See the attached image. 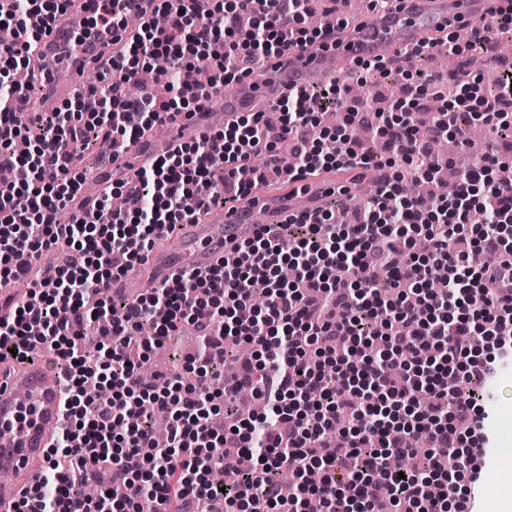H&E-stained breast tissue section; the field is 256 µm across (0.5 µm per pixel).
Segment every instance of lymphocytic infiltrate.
<instances>
[{"mask_svg": "<svg viewBox=\"0 0 512 512\" xmlns=\"http://www.w3.org/2000/svg\"><path fill=\"white\" fill-rule=\"evenodd\" d=\"M66 0H7L0 5V146L30 140L28 155L11 159L10 192L0 195V283L26 275L33 260L65 244L75 263L46 268L31 280L8 318H0V351L29 353L33 344L65 366L69 397L60 433L48 450V465L34 492L16 512H113L107 492L87 495L91 475L114 468L126 486L128 512L144 503H175L185 512L205 497L238 512L254 501L259 512H306L316 498L323 512H470L472 491L484 465L474 456L483 443V410L461 391L464 383L492 373L496 358L512 352V187L497 177L505 162L492 151L473 159L451 197L430 202L409 196L407 184L431 180L441 168L427 150L429 138L451 133L460 112L476 113L492 134L512 136V114L491 107L512 101V71L501 72L492 100L478 101L473 82H455L413 72L410 64L436 47L428 42L403 49L402 63L361 60L363 69L401 77L405 109L378 111L373 127L379 153L368 154L352 138L365 104L350 84L332 80L322 88L295 92L271 112L240 116L224 129L180 143L178 149L136 169L128 179L83 195L85 176L75 163L87 132L113 145L141 138L143 131L181 114L207 107L215 89L231 85L268 60L326 45L333 30L307 26L310 0H147V18L110 66H98L97 80L75 92L104 102L109 116L96 120L86 109L60 105L50 113L29 109V88L13 75L26 69L42 27ZM512 34V10L493 12L480 23L466 48L446 39L451 53H485L501 35ZM173 60L165 71L172 95L145 88L128 97L127 84L153 66ZM207 62L208 82L197 78ZM446 101L428 135L415 123L431 100ZM343 114L324 128L326 148L302 132L320 112ZM39 137H32V130ZM292 140L298 168L289 182L329 169L388 176L354 223L340 224L334 209L291 215L280 224L257 225L234 255L207 274L184 272L127 300L113 320L112 280L141 262L155 239L223 197L235 206L271 171H281L280 140ZM125 200L113 210V197ZM72 211L69 222L59 212ZM484 223H472L475 212ZM492 253L494 264L472 266L461 241ZM295 266L300 279H281ZM266 301L247 321L240 309L255 289ZM68 312L54 319L55 309ZM150 336H140L143 323ZM96 325L95 354L73 325ZM193 325L202 339L191 363L203 364L195 382L168 380L166 391L145 385L127 349L152 346ZM238 341L250 356L231 360L222 390H214L205 369L211 347ZM264 401L261 414L218 431L212 417L216 397L232 404L242 390ZM170 415L165 442H157L144 404ZM427 438L431 454L450 459L449 468H415L410 437ZM245 457L250 466L233 486L211 478L225 462ZM292 470L298 493L287 500L278 475Z\"/></svg>", "mask_w": 512, "mask_h": 512, "instance_id": "f902f5d3", "label": "lymphocytic infiltrate"}]
</instances>
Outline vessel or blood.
I'll use <instances>...</instances> for the list:
<instances>
[{
    "label": "vessel or blood",
    "mask_w": 512,
    "mask_h": 512,
    "mask_svg": "<svg viewBox=\"0 0 512 512\" xmlns=\"http://www.w3.org/2000/svg\"><path fill=\"white\" fill-rule=\"evenodd\" d=\"M94 0H71L68 11L43 35L34 57L37 73L45 78L49 107L68 99L86 71L89 61L108 62L114 47L112 35L87 26ZM494 0H403L399 11L338 34L335 42L277 59L269 72L252 75L224 90V118L233 120L245 112L309 89L329 80L334 60L384 58L395 47H410L443 29L464 24L475 26L488 17ZM192 126L206 133L212 127L208 111L191 119L168 123L165 139L142 138L125 153L133 165L143 166L167 154L179 142L178 132ZM347 188L304 184L296 193L278 199L260 197L258 203L206 212L191 225L176 253L151 252L148 264L155 284L183 271L204 272L225 252L248 237L259 224H277L291 213H313L328 200L346 197ZM60 367L43 353L14 361L10 373L0 372V472L10 479L0 482V512H15L24 495L36 484L46 466L50 448L64 415Z\"/></svg>",
    "instance_id": "vessel-or-blood-1"
}]
</instances>
